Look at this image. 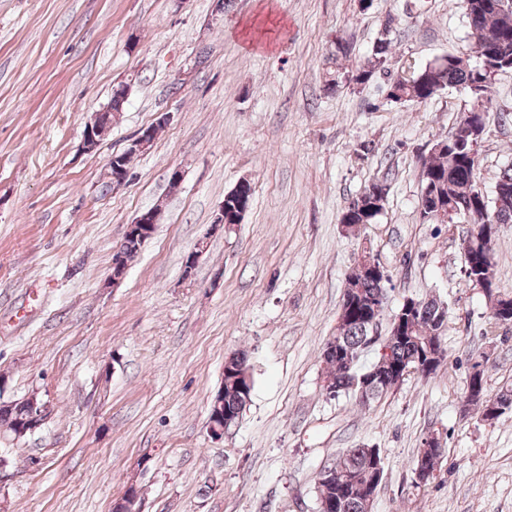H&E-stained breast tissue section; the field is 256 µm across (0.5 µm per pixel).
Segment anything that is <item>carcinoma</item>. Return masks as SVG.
<instances>
[{"label": "carcinoma", "mask_w": 512, "mask_h": 512, "mask_svg": "<svg viewBox=\"0 0 512 512\" xmlns=\"http://www.w3.org/2000/svg\"><path fill=\"white\" fill-rule=\"evenodd\" d=\"M500 0H462L470 35L474 39L473 48L496 55V65L512 66V10L504 11L499 7ZM391 23L385 22L384 31L371 49L367 63L353 73H341L337 70L329 73L330 89L341 84L363 85L376 74L386 70L392 53V41L388 39ZM487 79V73L470 65L463 58L448 55L429 63L409 76L391 78L386 88V99L396 103L400 100L426 102L440 90L448 87L468 88ZM470 136L461 138L462 145L447 141L441 152H432L421 159V188L429 195L428 201L435 206L447 208L458 204L472 188L475 168L479 167V157L470 155ZM253 199L252 188L243 195L224 196V223L236 224L243 211L249 210ZM359 199L349 203L343 215L350 216L353 224H373L382 207H358ZM496 224H512V193L493 195L487 203V212L476 211L469 224L483 225L489 221ZM356 293L361 302H372L386 293L385 283L370 279L359 273L347 280L345 295ZM440 304L431 300L415 311L412 321V334L396 339L388 345V358L395 363H410L419 354L430 351L444 361L448 351L443 344L444 323L439 314ZM373 325L364 319H354L337 326L335 339L346 350L356 352L367 345L371 339ZM325 363L324 380L329 382L327 394L335 397L341 393L358 389L352 388L354 375L358 373L357 363L352 358L329 356ZM248 371L247 359L233 358L224 365V420L232 427L246 406L245 395L251 394L252 387H244L243 375ZM33 406L30 399L14 400L0 405V427L14 433L16 427L29 419ZM373 449L361 445L350 448L331 466L324 467L317 487V501H336L335 512H365V482L371 468Z\"/></svg>", "instance_id": "cac0c4a2"}]
</instances>
